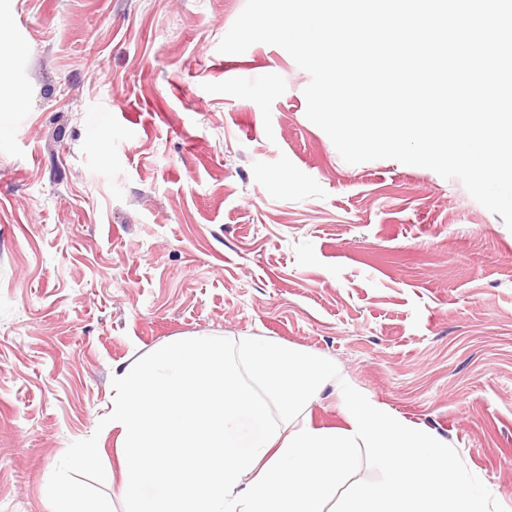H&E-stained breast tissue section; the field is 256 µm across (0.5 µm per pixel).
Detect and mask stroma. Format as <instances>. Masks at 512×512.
<instances>
[{
  "label": "stroma",
  "instance_id": "35a3bbf8",
  "mask_svg": "<svg viewBox=\"0 0 512 512\" xmlns=\"http://www.w3.org/2000/svg\"><path fill=\"white\" fill-rule=\"evenodd\" d=\"M246 0H0V512H47L112 369L260 338L455 447L512 512V230L456 179L351 165L281 47L218 45Z\"/></svg>",
  "mask_w": 512,
  "mask_h": 512
}]
</instances>
